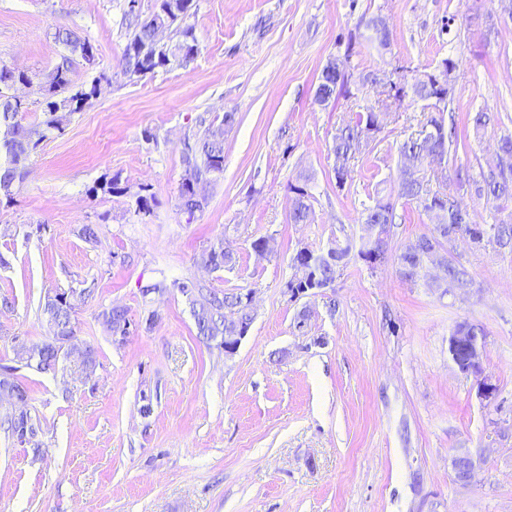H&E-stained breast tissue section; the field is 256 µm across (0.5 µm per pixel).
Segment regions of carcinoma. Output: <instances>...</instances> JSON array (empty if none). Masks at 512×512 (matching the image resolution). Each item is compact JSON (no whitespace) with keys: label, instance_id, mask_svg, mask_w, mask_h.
<instances>
[{"label":"carcinoma","instance_id":"carcinoma-1","mask_svg":"<svg viewBox=\"0 0 512 512\" xmlns=\"http://www.w3.org/2000/svg\"><path fill=\"white\" fill-rule=\"evenodd\" d=\"M193 0H156L155 10L145 20L136 24L133 34L123 53V73L131 77H144L166 68L171 61L177 60L185 65L192 61L198 48L192 29L181 30L182 40L169 48H162L156 43V34L162 28H169L175 23H183L189 18ZM368 44L386 48L390 44L391 32L386 19L374 16L367 22ZM55 42L64 45L69 55L47 76L45 92L41 102L45 120V130L61 129L60 112H79L96 95L97 85L89 87L75 86L72 79V57L79 56L86 64L92 66L96 58L92 45L81 40L68 29L58 28L53 33ZM428 73H417L411 77L408 86L414 88L413 97L431 104L432 96L438 95L433 85L427 81ZM27 79L24 73L14 71L0 72V193L8 197L14 183L24 177L25 162L37 147L39 139L44 137V130L24 127L18 120V114L25 106L11 103L13 95L10 89L16 83ZM351 94L348 81L344 75L323 66L316 87L317 98L333 95ZM381 112L374 106L358 114L354 121L341 125L333 137L331 154L334 157L333 173L336 188L344 190L350 177V162L362 149L375 142L374 133L381 131ZM234 121V114H224L221 125L208 128L203 136L188 146L185 162L192 171L201 175L205 182L216 180L224 171V126ZM501 122L496 112L479 110L472 113V130L447 128L444 115L432 116L427 124L435 127V135L431 139L424 137L410 138L400 146L403 158L413 160V166L403 168L399 176L398 196L416 204L427 216H433L432 206L447 207L444 222L432 223L429 232L420 236L422 245L414 252L396 253L393 261L399 277L408 282L415 281L435 250L448 252V236L463 232L470 235L473 241L482 238L480 225L475 220L462 222L458 218V208L462 203L454 196L446 193L431 192L428 189L427 174L441 169H450V149L454 145L467 146L470 137H478L488 125ZM468 184L479 198L507 202L512 200V133L503 135L499 140L496 160L484 166L477 164V170L467 175L466 181H453L455 190ZM292 192L301 195V199L293 200L289 218L293 224H309L313 217L311 195L306 186H292ZM204 199L199 197L192 186L182 183L179 188V209L187 216V221L195 218L196 212L203 207ZM362 221L374 227H380L385 237H390L391 224L394 223V205L383 197L373 199V204L364 208ZM496 246L512 250V213L496 221ZM351 245H336L329 252L336 253L330 259L321 258L308 263L305 255L307 248L296 251L292 260L305 267V276L315 279L318 286L334 283L340 263L350 255ZM201 262L213 269H220L233 261V250L219 240L204 250L200 255ZM473 284L467 269L458 261H451L446 267L442 286L448 288H465ZM180 293L189 300L195 320L196 336L199 342L208 347L224 348V337L230 334L228 319L234 318L244 325L253 322L254 317L242 294L215 291H203L192 281H184L177 285ZM40 310L49 326L51 336L42 344L34 347L29 354L27 366L40 373L56 370L63 351L61 343L67 336L75 335L72 308L66 303L65 295L48 296L40 305ZM104 321L112 335V342L122 345L130 336L131 325L127 310L113 306L102 312ZM14 388L0 387V405L13 400V404L0 413V426H5L12 440L20 445L33 448L34 453L41 452L39 434L40 419L31 414L27 408L30 398L27 384L19 377H14Z\"/></svg>","mask_w":512,"mask_h":512}]
</instances>
